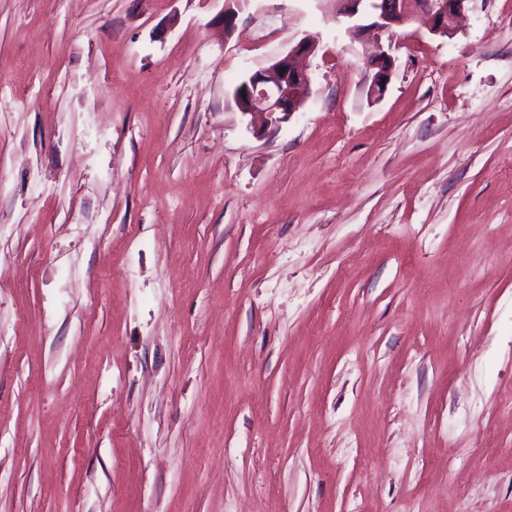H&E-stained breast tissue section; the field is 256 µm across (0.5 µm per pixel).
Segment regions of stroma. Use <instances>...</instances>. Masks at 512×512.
Listing matches in <instances>:
<instances>
[{
    "mask_svg": "<svg viewBox=\"0 0 512 512\" xmlns=\"http://www.w3.org/2000/svg\"><path fill=\"white\" fill-rule=\"evenodd\" d=\"M223 11L0 0V512H512V0ZM336 18H346L354 35L365 31L391 33L409 25L419 16L429 20L432 35L449 38L467 0H334ZM367 11H366V10ZM315 50L314 44L301 40L287 54L249 74L233 92L241 113L260 118L265 130L288 122L311 93L310 74L298 65L297 58ZM370 62L374 72L367 82V96L377 101L386 91L394 67V59L382 44L376 43V50Z\"/></svg>",
    "mask_w": 512,
    "mask_h": 512,
    "instance_id": "1",
    "label": "stroma"
}]
</instances>
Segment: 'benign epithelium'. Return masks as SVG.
I'll return each instance as SVG.
<instances>
[{
	"instance_id": "obj_1",
	"label": "benign epithelium",
	"mask_w": 512,
	"mask_h": 512,
	"mask_svg": "<svg viewBox=\"0 0 512 512\" xmlns=\"http://www.w3.org/2000/svg\"><path fill=\"white\" fill-rule=\"evenodd\" d=\"M336 16L350 22L348 30L390 33L409 25L420 16L429 20V31L450 38L467 0H334ZM314 44L298 42L287 54L267 67L249 74L234 90L233 98L244 115L261 119L264 129L279 128L299 112L311 93L310 74L297 58L315 52ZM373 74L367 82V96L377 101L384 95L394 67V59L380 43L371 58Z\"/></svg>"
}]
</instances>
